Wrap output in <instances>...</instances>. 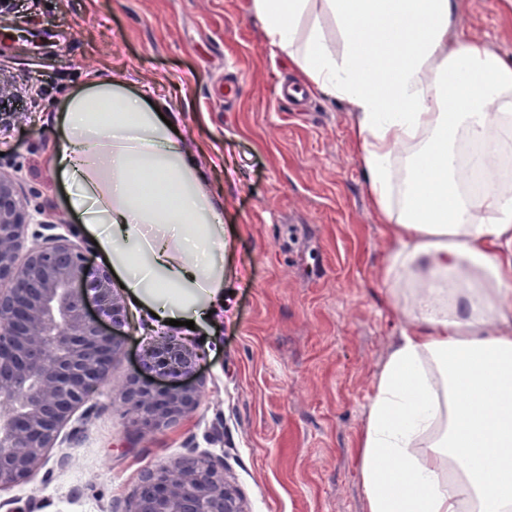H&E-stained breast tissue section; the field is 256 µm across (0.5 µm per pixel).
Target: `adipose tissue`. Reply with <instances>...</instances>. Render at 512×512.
Segmentation results:
<instances>
[{"mask_svg":"<svg viewBox=\"0 0 512 512\" xmlns=\"http://www.w3.org/2000/svg\"><path fill=\"white\" fill-rule=\"evenodd\" d=\"M310 3L254 0V11L312 89L354 115L393 242L387 304L406 322L360 440L367 512H512V184L471 192L462 158L477 139L485 164L512 149V55L458 28V0H322L333 41L317 25L299 32ZM51 166L129 297L165 289L162 322L201 319L184 290L223 304L221 214L196 155L143 99L90 77L67 99ZM142 177L174 199L146 204Z\"/></svg>","mask_w":512,"mask_h":512,"instance_id":"adipose-tissue-1","label":"adipose tissue"}]
</instances>
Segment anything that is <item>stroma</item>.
<instances>
[{
    "instance_id": "obj_1",
    "label": "stroma",
    "mask_w": 512,
    "mask_h": 512,
    "mask_svg": "<svg viewBox=\"0 0 512 512\" xmlns=\"http://www.w3.org/2000/svg\"><path fill=\"white\" fill-rule=\"evenodd\" d=\"M13 2L0 13V111L18 129L0 172L37 221L73 223L48 165L69 94L99 75L146 96L223 205L226 294L205 327L165 329L194 336L202 356L192 414L141 433L126 413L122 387L156 334L138 307L108 379L73 415V437L0 498L16 512H111L144 473L192 450L223 461L247 512H366L358 443L403 321L386 305L392 243L347 105L313 92L299 117L278 101L279 78L306 77L270 45L253 0ZM458 4L460 29L512 55V0ZM229 80L237 95L223 106Z\"/></svg>"
}]
</instances>
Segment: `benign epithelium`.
I'll use <instances>...</instances> for the list:
<instances>
[{"mask_svg":"<svg viewBox=\"0 0 512 512\" xmlns=\"http://www.w3.org/2000/svg\"><path fill=\"white\" fill-rule=\"evenodd\" d=\"M27 196L0 174V491L37 474L74 411L108 377L129 314L109 272L88 264L72 224H39ZM198 352L160 336L143 345L141 367L171 379L162 389L129 377L122 401L141 431L194 412ZM120 512H247L224 462L190 450L146 473Z\"/></svg>","mask_w":512,"mask_h":512,"instance_id":"7a95c632","label":"benign epithelium"}]
</instances>
